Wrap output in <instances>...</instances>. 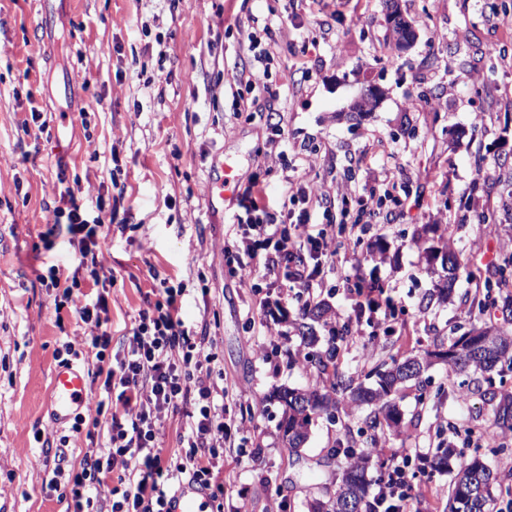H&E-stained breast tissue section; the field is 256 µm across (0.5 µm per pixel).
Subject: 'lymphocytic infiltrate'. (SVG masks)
Masks as SVG:
<instances>
[{
  "instance_id": "obj_1",
  "label": "lymphocytic infiltrate",
  "mask_w": 512,
  "mask_h": 512,
  "mask_svg": "<svg viewBox=\"0 0 512 512\" xmlns=\"http://www.w3.org/2000/svg\"><path fill=\"white\" fill-rule=\"evenodd\" d=\"M334 194L344 197L348 190L341 186L333 191L323 186L301 189L295 198L299 214L289 223L269 214L263 188L251 183L239 201L245 212L240 234L224 247L240 279L248 283L258 277H283L297 302L307 309L316 306L314 290L322 284L331 233L327 225L308 223L307 216ZM64 197L69 207L54 208L49 221L54 225L66 221L80 266L97 275V236L103 222L74 204L73 187H65ZM48 278L51 287L62 290L56 298L58 306L73 307L82 321L103 324L105 297L88 303L73 287L62 286L58 267L49 268ZM180 295L178 289H166L154 311L139 312L126 352L111 355L109 334L91 340L97 360L106 365L103 387L116 393L117 408L111 414L107 452L85 457L76 470L54 469L45 482L49 490L70 498L73 512H94L91 492L110 478L116 481L110 512H169V485L185 475L204 488L224 486L219 449L230 428L217 402L219 390L211 381L212 356L180 317ZM176 348L181 349V358H174ZM190 402L195 410L179 436L181 461L172 468L165 466L160 448L162 419L169 408ZM118 462L123 465L119 474L114 471Z\"/></svg>"
}]
</instances>
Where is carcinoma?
Returning a JSON list of instances; mask_svg holds the SVG:
<instances>
[{"instance_id": "cac0c4a2", "label": "carcinoma", "mask_w": 512, "mask_h": 512, "mask_svg": "<svg viewBox=\"0 0 512 512\" xmlns=\"http://www.w3.org/2000/svg\"><path fill=\"white\" fill-rule=\"evenodd\" d=\"M470 199L474 205L481 206L476 216L482 223L512 224V163L494 162L491 178L474 182ZM438 252L444 253L449 263L448 278L437 289L438 299L445 301L460 274L469 278L473 274L467 264L459 262L448 243L431 250L433 254ZM511 284L512 253L499 258L495 279L484 283L485 292L465 296L467 313L499 309L512 317V300L505 299L500 303L492 295L494 289ZM299 330L302 343L308 349L306 362L317 374L316 384L312 388L281 386L268 396L282 407L279 432L282 444L290 452L296 454L305 445L316 417L327 414L334 418L340 405L345 403L374 407L365 418L370 429L383 433L398 427L401 413L397 400L407 383H414L419 404L425 405L431 399L421 377L435 361L447 363L457 375H485L487 387L475 386V391L493 405L491 429L481 433L486 444L485 452L499 455L512 450L490 433L494 429L502 435H512V390L505 386L506 376L512 375V331L493 324L474 326L446 350L439 348L406 358L389 349L371 372L374 382L367 386L346 376L336 366V351L347 340L348 329L331 331L323 351L315 349L318 336L313 328L301 323ZM356 444L355 439L348 437L329 450V456L336 460L340 472L339 484L333 492L325 490L320 496L308 499L307 512H392V503L371 492L372 482L378 481L376 477L368 479L374 460L366 449L358 448ZM430 470L450 475L446 512H493L499 497L509 491L505 478L492 469L484 455L477 451L469 459L459 462L453 441L447 438L440 439L430 455Z\"/></svg>"}]
</instances>
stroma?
<instances>
[{"label":"stroma","mask_w":512,"mask_h":512,"mask_svg":"<svg viewBox=\"0 0 512 512\" xmlns=\"http://www.w3.org/2000/svg\"><path fill=\"white\" fill-rule=\"evenodd\" d=\"M489 0H400L417 39L401 52L385 41V0H59L55 36L41 40V0H0V512H69L71 501L46 490V471L79 467L106 447L110 421L98 418L103 384L90 347L99 332L75 310L57 307L56 289L39 277L56 266L81 292L104 296L111 350L126 349L140 310L161 282L184 285L181 317L213 343L214 383L226 386L224 420L244 425L224 450V487L205 491L201 512H269L290 497L304 512L310 493L335 487L327 457L366 414L354 406L341 420L318 418L300 455H289L266 397L276 386L312 380L301 351L302 318L283 279L259 287L240 282L224 243L240 212L237 201L210 199L219 161L232 160L240 186L263 184L271 213L302 184L370 188L382 170L399 185L357 246L333 228L342 272H360L395 302L390 332L363 324L343 347L340 367L356 379L385 346L418 355L472 326L502 325L500 313L467 316L458 280L447 301L419 308L445 272L428 250L449 234L461 260L499 256L512 226L477 223L468 210L476 167L491 168L512 150V61L496 72L461 69L480 49L497 55L512 18L485 22ZM269 29L268 89L246 94L239 82L252 54L249 35ZM308 73H301V64ZM163 72L164 82L149 83ZM497 85L499 105L482 111L475 90ZM371 85L384 96L372 112L351 106ZM84 113L75 122L72 112ZM284 131L272 139L271 122ZM283 164L269 165V151ZM368 162L356 165L355 155ZM79 185L77 203L101 213L99 276L79 267L65 225L48 224L62 185ZM322 319L351 315V303L322 275ZM71 361L86 373L89 400L82 432L50 416L54 367ZM443 396L419 405L398 401L399 430L385 456L429 451L439 431L485 427L491 408L480 395L459 401V376L438 364L424 373Z\"/></svg>","instance_id":"1"}]
</instances>
